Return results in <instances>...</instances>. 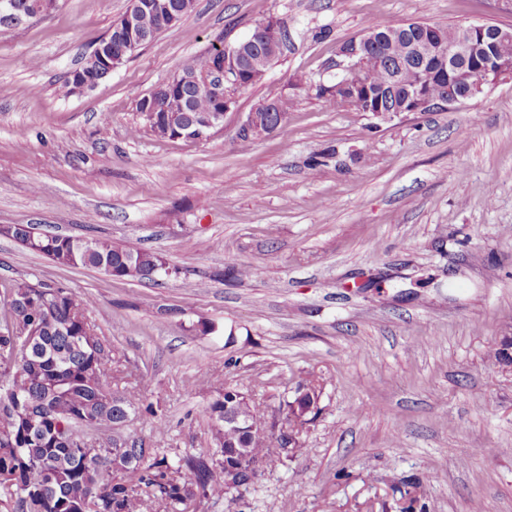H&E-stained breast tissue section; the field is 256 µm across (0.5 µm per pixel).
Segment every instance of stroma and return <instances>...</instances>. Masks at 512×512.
Here are the masks:
<instances>
[{
    "label": "stroma",
    "mask_w": 512,
    "mask_h": 512,
    "mask_svg": "<svg viewBox=\"0 0 512 512\" xmlns=\"http://www.w3.org/2000/svg\"><path fill=\"white\" fill-rule=\"evenodd\" d=\"M127 6L60 0L0 25V226L133 244L171 272L117 280L0 235V321L19 279L94 297L134 395L125 433L173 455L214 447L204 409L225 388L275 414L318 379L304 453L265 462L244 502L185 512H419L398 491L409 479L426 512H512V369L493 358L512 332V81L387 120L315 95L366 24L512 28V0H196L95 87L60 95ZM271 16L288 48L223 127L151 132L141 97ZM279 97L284 124L242 141L245 113ZM234 264L250 276L232 279Z\"/></svg>",
    "instance_id": "stroma-1"
}]
</instances>
